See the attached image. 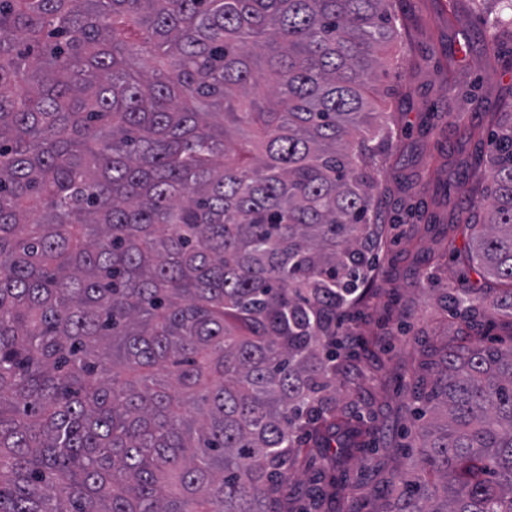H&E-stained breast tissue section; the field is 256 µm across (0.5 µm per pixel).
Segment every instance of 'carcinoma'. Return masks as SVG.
Masks as SVG:
<instances>
[{"label": "carcinoma", "mask_w": 512, "mask_h": 512, "mask_svg": "<svg viewBox=\"0 0 512 512\" xmlns=\"http://www.w3.org/2000/svg\"><path fill=\"white\" fill-rule=\"evenodd\" d=\"M393 0H0V512H294L374 292ZM440 301L512 326V102ZM376 512H512V346L435 351Z\"/></svg>", "instance_id": "1"}]
</instances>
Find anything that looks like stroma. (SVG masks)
<instances>
[{"instance_id":"35a3bbf8","label":"stroma","mask_w":512,"mask_h":512,"mask_svg":"<svg viewBox=\"0 0 512 512\" xmlns=\"http://www.w3.org/2000/svg\"><path fill=\"white\" fill-rule=\"evenodd\" d=\"M396 9L410 39L387 54L408 57L415 69L400 98L387 95L393 78L377 70L372 107L397 113L403 127L381 173L382 210L398 227L378 255L374 295L354 310L348 326L368 344L344 362L346 386L336 402L337 417L367 429L366 448L333 475L317 454L308 456L296 475L305 489L336 483L320 512H376L385 477L402 466L412 420L408 382L423 371L425 344L453 340L460 321L422 286L420 274L431 270L442 288L461 279L456 255L471 245V232L459 221L462 199L468 191L478 197L487 192L478 159L487 148L493 109L512 98V43L494 54L485 40L488 18H512L498 0H398ZM474 95L490 110L467 138L458 119L471 113Z\"/></svg>"}]
</instances>
